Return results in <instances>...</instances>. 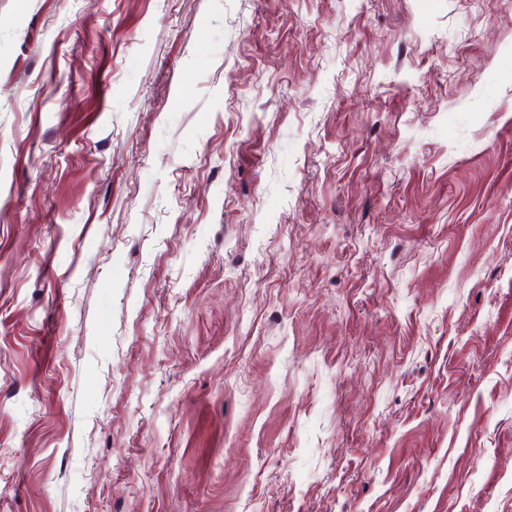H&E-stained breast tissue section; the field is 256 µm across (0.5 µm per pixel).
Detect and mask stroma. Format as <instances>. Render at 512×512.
Wrapping results in <instances>:
<instances>
[{
  "label": "stroma",
  "instance_id": "stroma-1",
  "mask_svg": "<svg viewBox=\"0 0 512 512\" xmlns=\"http://www.w3.org/2000/svg\"><path fill=\"white\" fill-rule=\"evenodd\" d=\"M0 512H512V0H0Z\"/></svg>",
  "mask_w": 512,
  "mask_h": 512
}]
</instances>
